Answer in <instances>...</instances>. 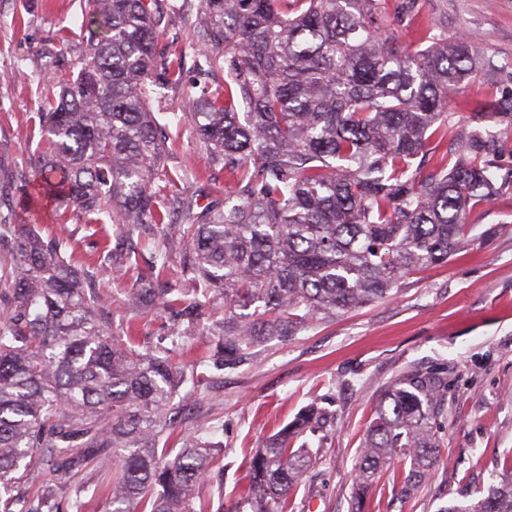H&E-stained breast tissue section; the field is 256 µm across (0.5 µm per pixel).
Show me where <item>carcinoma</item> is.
I'll use <instances>...</instances> for the list:
<instances>
[{
	"mask_svg": "<svg viewBox=\"0 0 512 512\" xmlns=\"http://www.w3.org/2000/svg\"><path fill=\"white\" fill-rule=\"evenodd\" d=\"M161 0H88L79 33L42 48L57 65L35 72L40 139L25 158L19 199L26 223L0 215V512H61L85 489L63 477L115 463L103 512H205L222 443L189 432L180 447L179 389L203 367L233 369L245 351L397 294L419 267L443 265L470 242L472 209L512 192V168L482 120L512 131V99L474 112L457 148L448 90L503 66L470 35L410 32L418 0L386 16L380 0H182L196 11L189 47L203 82L186 99L205 164L230 190L200 205L176 189L149 102L181 84L184 54L157 53ZM245 112H239V109ZM86 224H164L158 272L181 249L190 288L157 291L144 279L131 301L157 306L177 328L171 347L142 351L112 331L100 300L65 258L70 239L44 241L47 203ZM210 336L209 354L179 365L183 337ZM445 378L412 372L379 396L355 464L361 498L391 462L410 459V495L439 461L435 420ZM310 406L255 449L250 512H286L288 494L317 465L295 442L316 429ZM47 463L31 493L30 471ZM448 512H512V485Z\"/></svg>",
	"mask_w": 512,
	"mask_h": 512,
	"instance_id": "cac0c4a2",
	"label": "carcinoma"
}]
</instances>
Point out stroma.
<instances>
[{
    "instance_id": "stroma-1",
    "label": "stroma",
    "mask_w": 512,
    "mask_h": 512,
    "mask_svg": "<svg viewBox=\"0 0 512 512\" xmlns=\"http://www.w3.org/2000/svg\"><path fill=\"white\" fill-rule=\"evenodd\" d=\"M421 21L449 33H472L481 52L512 68V0H419ZM82 0H0V214L15 209L21 160L38 141L39 121L31 106L37 69L49 65L41 49L49 39L81 22ZM184 87L153 97L154 114L169 137L165 165L182 174L190 194L222 196L227 179L208 168L189 124H176ZM512 96V81L481 78L463 91H449L453 127L441 150L453 149L470 116ZM474 232L504 222L491 240H477L447 265L410 275L392 298L373 302L321 322L286 341L268 340L249 349L233 370H211L203 401L187 398L181 429L199 423L220 429L224 452L212 483L208 512H238L245 475L255 448L297 414L316 406L327 414L322 428L304 442L319 462L289 495L288 512H445L473 492L489 494L512 481V198L472 212ZM43 239L69 234L71 264L81 269L101 298L104 320L113 327L132 323L139 348L166 344L173 321L159 309L138 310L130 296L151 274L145 242L164 228L144 224L126 234L116 224H86L69 212L66 224L38 225ZM141 246L138 260L121 255ZM117 255L111 269L99 267L103 248ZM438 371L448 395L436 419L440 459L430 477L405 497L401 484L409 462L378 475L362 504L353 498V467L382 386L412 370Z\"/></svg>"
}]
</instances>
